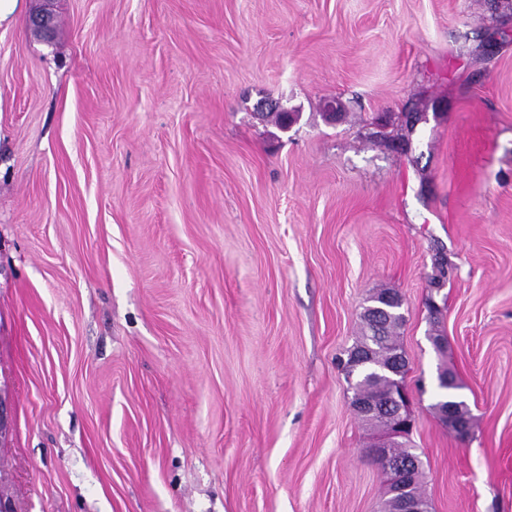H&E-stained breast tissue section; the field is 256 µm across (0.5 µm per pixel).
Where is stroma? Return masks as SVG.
I'll return each mask as SVG.
<instances>
[{"mask_svg":"<svg viewBox=\"0 0 512 512\" xmlns=\"http://www.w3.org/2000/svg\"><path fill=\"white\" fill-rule=\"evenodd\" d=\"M38 4L0 23V512H378L338 361L382 290L431 512H512V0H53L48 42Z\"/></svg>","mask_w":512,"mask_h":512,"instance_id":"1","label":"stroma"}]
</instances>
